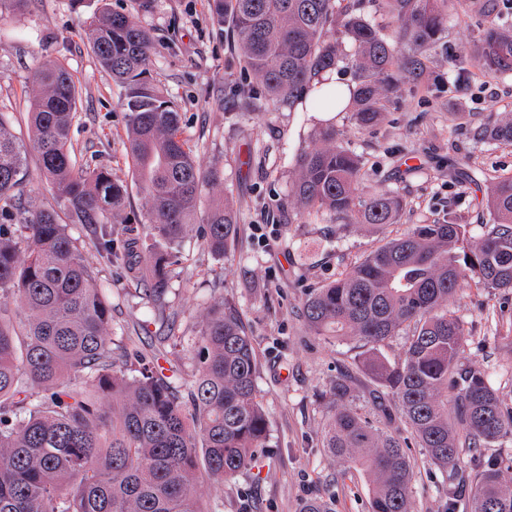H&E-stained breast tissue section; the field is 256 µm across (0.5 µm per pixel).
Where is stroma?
Wrapping results in <instances>:
<instances>
[{"label": "stroma", "mask_w": 512, "mask_h": 512, "mask_svg": "<svg viewBox=\"0 0 512 512\" xmlns=\"http://www.w3.org/2000/svg\"><path fill=\"white\" fill-rule=\"evenodd\" d=\"M131 12L154 38L150 70L175 100L181 131L201 168L224 166L223 187L204 186L203 207L230 201L238 234L224 256L189 236L186 259L170 283L167 304H144L119 269L99 253L95 237L78 224L69 231L97 285L112 301L113 349L134 375L135 352L160 348L159 327L169 319L180 336L199 331L207 308L225 299L238 309L258 359L257 397L270 422V442L251 470L224 484L200 477L204 501L221 512H299L312 497L333 512H367L368 488L356 471L330 463L322 433L332 410L330 386L341 363L364 358L359 343L314 339L300 318L304 291L348 271L413 225L455 217L480 237L484 197L499 175H512V146L482 143L480 129L512 111V72L490 73L465 60L464 50L486 21L512 23V0H463L448 29L424 54L421 74L409 79L383 120L358 128L352 111L316 119L304 105L242 116L238 106L252 79L241 69L232 37L212 23L207 0H29L0 14V114L21 143H29L31 75L44 61L65 63L80 85L73 124L79 162L107 167L132 182L120 90L91 49L87 27L104 6ZM366 160V190H393L406 201L399 223L383 228L345 226L324 213L297 216L289 194L296 158L316 146L325 126ZM464 323L460 361L483 368L506 407L512 408V291L488 292L462 283L450 302ZM502 330L492 337L487 311ZM412 512H443L445 493L430 477L423 449H412Z\"/></svg>", "instance_id": "stroma-1"}]
</instances>
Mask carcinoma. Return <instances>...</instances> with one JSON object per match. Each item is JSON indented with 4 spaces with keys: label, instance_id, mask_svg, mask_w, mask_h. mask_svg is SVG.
Listing matches in <instances>:
<instances>
[{
    "label": "carcinoma",
    "instance_id": "1",
    "mask_svg": "<svg viewBox=\"0 0 512 512\" xmlns=\"http://www.w3.org/2000/svg\"><path fill=\"white\" fill-rule=\"evenodd\" d=\"M457 2L381 0L393 39L338 0H209V8L218 29L230 27L244 69L261 87L243 103L246 114L303 102L336 67L340 32L356 50L354 120L368 128L440 39ZM89 29L94 55L122 90L127 159L146 212L131 219L128 185L102 166L78 163L71 138L77 81L64 62L42 63L32 76V147L59 210L22 202L27 148L0 116V311L14 305L25 314L16 325L0 318V512H205L201 471L234 479L269 447V419L255 394L257 358L240 314L220 300L195 336H177L164 323L163 339L199 353L187 393L157 363L159 353L127 376L112 349V302L68 225L92 227L142 299L161 307L189 233L222 256L238 222L228 203L201 210V187L224 184V167L202 170L182 138L179 109L150 73L149 32L130 12L109 7ZM467 53L485 70L512 72V28L488 21ZM479 138L512 145V113ZM319 140L297 155V214L318 207L347 225L399 223L405 200L365 191L364 160L336 129ZM486 209L479 239L466 224H416L302 301L312 335L351 336L365 348L357 371L368 378L364 393L380 424L354 404L355 374L340 371L323 448L363 473L369 512H411L415 446L461 512H512V479L484 458V449L512 439V409L484 371L458 366L463 321L448 307L467 279L512 290V175L495 179ZM60 211L68 223L59 222ZM112 223L125 225L118 245ZM402 330L406 349L392 363L380 346ZM398 422L411 436L389 430ZM472 465L478 471L461 498Z\"/></svg>",
    "mask_w": 512,
    "mask_h": 512
}]
</instances>
